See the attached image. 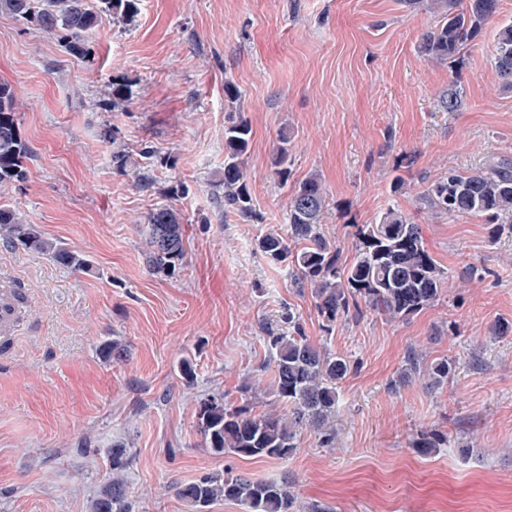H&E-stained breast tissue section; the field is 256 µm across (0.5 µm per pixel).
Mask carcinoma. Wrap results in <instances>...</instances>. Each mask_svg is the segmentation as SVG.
<instances>
[{
  "label": "carcinoma",
  "instance_id": "obj_1",
  "mask_svg": "<svg viewBox=\"0 0 512 512\" xmlns=\"http://www.w3.org/2000/svg\"><path fill=\"white\" fill-rule=\"evenodd\" d=\"M141 0H0V11L54 35L74 56L89 54V39L101 14L124 25L135 22ZM435 14L436 26L423 38L422 52L429 59L454 69L463 52L498 13L499 0H405ZM492 60L504 87L512 90V23L498 27ZM133 98L132 83L112 80V105ZM464 105L463 91L452 81L437 100L443 112H457ZM18 96L0 81V185L26 176L29 146L17 122ZM251 126L242 117L224 125V170L218 181L223 189L224 215L248 218L256 211L247 168ZM291 137L283 133L272 157L279 184L288 189L287 231H270L258 242L261 254L271 263L288 268L300 288L315 298L318 318L325 330L340 321H353L364 312L380 314L390 322H406L439 302L450 275L425 245L421 225L399 205L388 206L374 222L351 224L355 254L341 261L336 241L323 229L327 193L320 176L310 173L292 179ZM427 209L448 217L475 216L487 224L492 240L512 237V160L497 159L470 171L450 169L425 184L419 195ZM146 266L156 274L170 275L181 265L184 224L170 205L157 207L146 216ZM0 238L24 250L47 255L73 271H90L87 257L63 243L44 237L11 206L0 204ZM264 339L274 364L273 394L282 413H253L251 400L229 401L212 395L198 402L197 427L210 452L241 458L287 461L298 448L303 429L315 431L324 443L334 438L330 423L340 402L338 384L351 370L348 357L317 345L305 334L300 316L291 306L280 310L278 320L264 327ZM106 361L126 355L118 339L101 343ZM454 361L439 358L424 365L423 357L410 350L400 379L422 374L432 386L448 381ZM126 448H112V474L91 502V512H131L132 492L117 476L124 468ZM286 479H254L229 470L210 472L176 487L177 495L196 512L218 500L246 505L249 512H293L295 498Z\"/></svg>",
  "mask_w": 512,
  "mask_h": 512
}]
</instances>
